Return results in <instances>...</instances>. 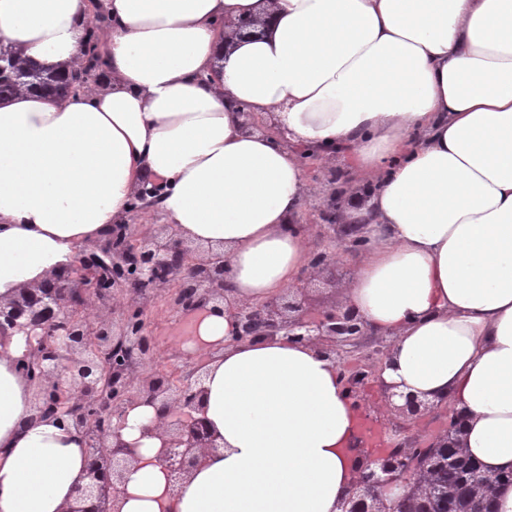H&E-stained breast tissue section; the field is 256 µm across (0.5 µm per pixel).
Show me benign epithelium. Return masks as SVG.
I'll return each instance as SVG.
<instances>
[{
	"label": "benign epithelium",
	"instance_id": "benign-epithelium-1",
	"mask_svg": "<svg viewBox=\"0 0 512 512\" xmlns=\"http://www.w3.org/2000/svg\"><path fill=\"white\" fill-rule=\"evenodd\" d=\"M344 202V190L334 187L321 198L320 235L356 254L364 250V225L342 222ZM75 264L80 270L76 280L64 267L0 300V336H26L22 366L36 388L27 426L56 416L68 421L87 444V483L74 487L63 512H115L111 503L137 449L122 441L113 421H123L134 403L154 407L157 419L164 421L159 462L177 494L201 459L219 445L202 418L167 420L175 407L195 411L202 406L203 366L190 368L178 384L145 369L153 347L143 315L154 293L171 285L176 287L175 305L183 310L230 301L224 255L204 254L190 246L176 237L171 224L160 225L154 233L132 224H114L102 240L77 254ZM333 264L335 257L325 252L308 254L312 278ZM119 295L127 305L116 324L113 314ZM236 319L238 340L286 336L333 360L350 353L368 335L364 321L352 309L335 306L316 320L307 318L289 290L237 308ZM388 351L382 339L368 342L363 375L350 379L348 389L368 375H378ZM381 391L385 404L400 414L418 416L434 409L416 395L396 392L389 385L381 386ZM389 432L393 450L366 462L342 512H380L379 495L394 503L404 497L413 442L398 423L390 424Z\"/></svg>",
	"mask_w": 512,
	"mask_h": 512
}]
</instances>
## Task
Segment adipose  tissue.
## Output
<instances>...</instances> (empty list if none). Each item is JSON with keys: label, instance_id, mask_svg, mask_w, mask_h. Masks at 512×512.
<instances>
[{"label": "adipose tissue", "instance_id": "1", "mask_svg": "<svg viewBox=\"0 0 512 512\" xmlns=\"http://www.w3.org/2000/svg\"><path fill=\"white\" fill-rule=\"evenodd\" d=\"M103 85L0 103V298L39 283L130 219L147 184L181 238L220 248L234 304L307 267L312 189L298 148L342 156L373 186L346 209L369 239L342 302L390 340L381 378L446 402L465 452L512 471V0H105ZM90 0H0V42L77 64ZM263 18L241 37L226 24ZM273 114L248 133L238 111ZM233 312L191 315L206 355L200 416L220 450L172 494L136 447L118 512H341L362 415L333 360L284 337L235 339ZM21 336L0 338V512H63L87 447L55 419L26 426Z\"/></svg>", "mask_w": 512, "mask_h": 512}]
</instances>
